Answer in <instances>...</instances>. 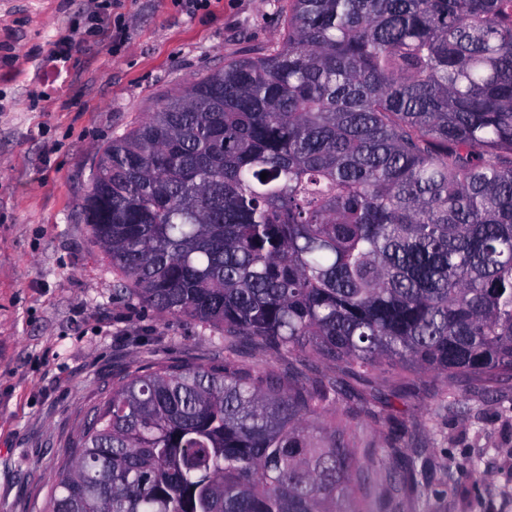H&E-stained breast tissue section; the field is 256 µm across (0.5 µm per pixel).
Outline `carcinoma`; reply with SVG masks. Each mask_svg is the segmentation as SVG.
I'll list each match as a JSON object with an SVG mask.
<instances>
[{"label":"carcinoma","instance_id":"cac0c4a2","mask_svg":"<svg viewBox=\"0 0 512 512\" xmlns=\"http://www.w3.org/2000/svg\"><path fill=\"white\" fill-rule=\"evenodd\" d=\"M81 209L116 293L334 374L128 370L50 512H360L401 449L359 455L337 372L512 379V0H289L267 53L112 139Z\"/></svg>","mask_w":512,"mask_h":512}]
</instances>
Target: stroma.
Segmentation results:
<instances>
[{
	"mask_svg": "<svg viewBox=\"0 0 512 512\" xmlns=\"http://www.w3.org/2000/svg\"><path fill=\"white\" fill-rule=\"evenodd\" d=\"M288 0H0V512H48L58 466L125 370L179 362L314 385L328 366L116 295L80 202L99 153L225 60L265 53ZM64 54H56L60 41ZM361 448L425 449L417 493L374 465L363 512H512V380L425 392L389 410L391 376L342 374ZM484 476L476 482L467 472Z\"/></svg>",
	"mask_w": 512,
	"mask_h": 512,
	"instance_id": "stroma-1",
	"label": "stroma"
}]
</instances>
